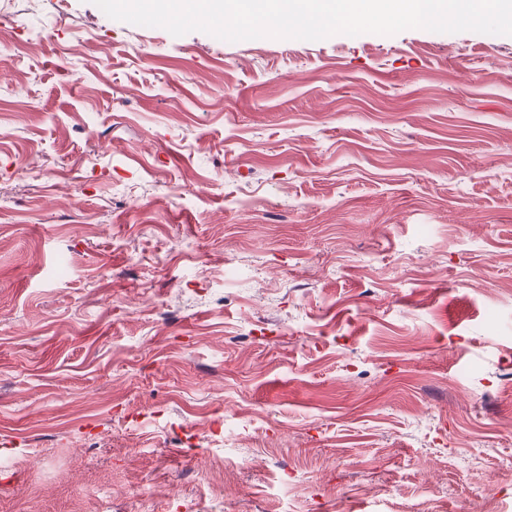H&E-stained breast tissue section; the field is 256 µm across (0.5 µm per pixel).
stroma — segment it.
<instances>
[{
	"instance_id": "stroma-1",
	"label": "stroma",
	"mask_w": 512,
	"mask_h": 512,
	"mask_svg": "<svg viewBox=\"0 0 512 512\" xmlns=\"http://www.w3.org/2000/svg\"><path fill=\"white\" fill-rule=\"evenodd\" d=\"M0 512H512V36L0 0Z\"/></svg>"
}]
</instances>
